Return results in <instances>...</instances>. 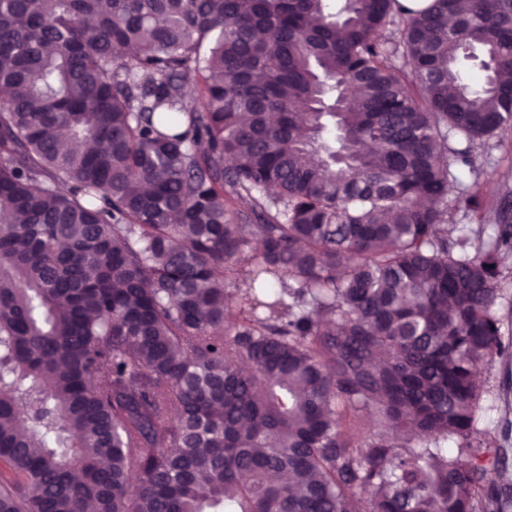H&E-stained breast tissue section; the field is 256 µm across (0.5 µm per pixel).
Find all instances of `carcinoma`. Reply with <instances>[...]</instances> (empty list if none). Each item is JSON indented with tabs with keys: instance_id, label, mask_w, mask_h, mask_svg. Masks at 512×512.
<instances>
[{
	"instance_id": "carcinoma-1",
	"label": "carcinoma",
	"mask_w": 512,
	"mask_h": 512,
	"mask_svg": "<svg viewBox=\"0 0 512 512\" xmlns=\"http://www.w3.org/2000/svg\"><path fill=\"white\" fill-rule=\"evenodd\" d=\"M467 2L0 0V512H503Z\"/></svg>"
}]
</instances>
